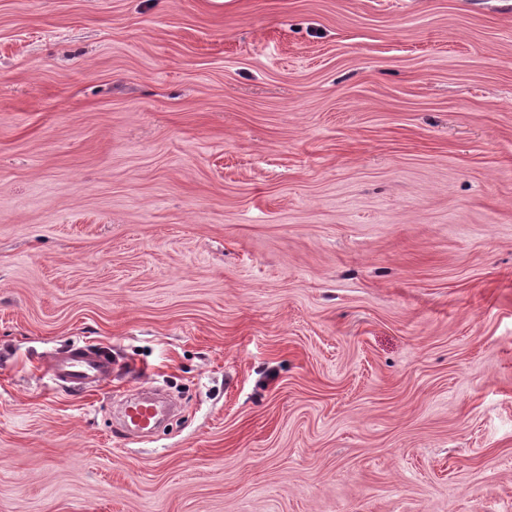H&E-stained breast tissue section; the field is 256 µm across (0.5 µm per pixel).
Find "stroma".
I'll return each mask as SVG.
<instances>
[{
	"label": "stroma",
	"instance_id": "stroma-1",
	"mask_svg": "<svg viewBox=\"0 0 512 512\" xmlns=\"http://www.w3.org/2000/svg\"><path fill=\"white\" fill-rule=\"evenodd\" d=\"M0 512H512V0H0ZM46 372L56 385L80 393L90 392L99 387L111 373V361L102 351L72 346L53 356Z\"/></svg>",
	"mask_w": 512,
	"mask_h": 512
}]
</instances>
